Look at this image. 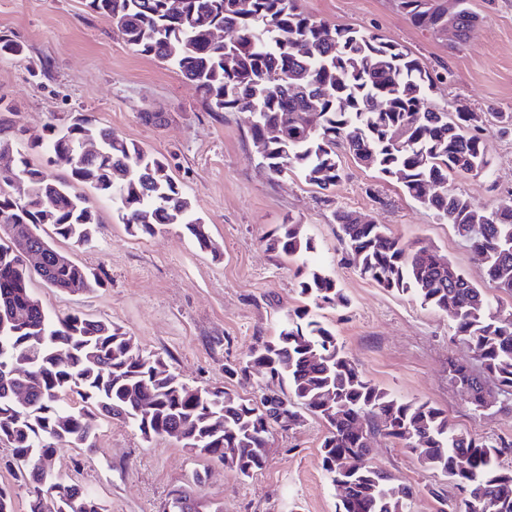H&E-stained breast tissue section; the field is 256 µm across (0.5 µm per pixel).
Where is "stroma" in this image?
<instances>
[{
  "label": "stroma",
  "mask_w": 512,
  "mask_h": 512,
  "mask_svg": "<svg viewBox=\"0 0 512 512\" xmlns=\"http://www.w3.org/2000/svg\"><path fill=\"white\" fill-rule=\"evenodd\" d=\"M300 4L316 19L377 33L442 74L430 94L433 108L512 112V0H469L477 23L458 48L414 26L394 0ZM1 34L24 47L21 55L0 56V101L10 105L22 139L41 138L78 113L93 116L167 158L170 175L219 248L215 255L200 250L178 224L152 236L129 232L116 204L91 196L101 224L93 243L72 248L71 255L104 271L105 284L77 293L35 284L52 315L109 319L139 349L163 357L183 382L260 395L271 383L264 369L238 381L225 376L224 366L245 361L258 341L273 339L285 315L304 303L295 263L265 242L291 221L313 240V260L349 299L347 308L317 316L335 329L368 380L399 399L432 403L458 430L495 444L512 441V398L506 408L476 412L450 381L449 363L471 367L475 361L448 316L361 276L337 235L334 214L354 211L385 225L402 243L433 245L482 282L480 267L450 225L345 152L333 191L296 172L270 178L250 137L251 113L211 111L177 69L135 52L85 0H0ZM145 112L165 113L166 124L144 122ZM485 140L492 176L448 181L449 190L481 210L512 196V135L491 125ZM326 432L309 413L298 424L273 429L265 467L248 479L192 455L175 438L147 441L132 427L102 420L93 447L62 450L55 468L90 487L107 512H168L181 491L224 512H336L341 491L320 465ZM371 448V464L418 485L408 512H439L440 498H457L444 477L423 471L401 444L377 436Z\"/></svg>",
  "instance_id": "1"
}]
</instances>
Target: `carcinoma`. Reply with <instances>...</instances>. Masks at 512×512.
Segmentation results:
<instances>
[{"instance_id":"carcinoma-1","label":"carcinoma","mask_w":512,"mask_h":512,"mask_svg":"<svg viewBox=\"0 0 512 512\" xmlns=\"http://www.w3.org/2000/svg\"><path fill=\"white\" fill-rule=\"evenodd\" d=\"M108 17L137 52L179 70L214 112L250 111L253 143H265L262 167L270 176L289 170L322 191L341 179L337 150L371 165L438 220L452 226L484 270L487 291L448 257L423 243L404 244L382 224L365 223L338 210L340 240L360 274L378 286L411 294L444 312L480 364L465 399L483 408L482 381L493 379L512 396V198L479 211L448 190L452 174L488 176L491 159L481 133L485 116L451 117L428 105L434 76L417 58L377 34L329 25L305 14L299 0H86ZM416 26L441 36L447 28L443 0H396ZM476 16L458 11L457 43L466 40ZM219 26L226 42L213 38ZM0 103V157L15 162L14 175L0 172V367L19 375L0 380V440L9 444L5 462L28 493V512H105L81 485L60 473H44L43 460L63 448H90L97 418L128 424L149 440L176 438L188 452L223 463L250 478L265 466L273 425H294L301 412L327 424L321 467L331 483L344 484L336 512H406L416 493L411 483L363 463L370 439L383 435L404 445L421 467L439 473L461 498L452 512H512V468L500 462L503 448L457 430L448 415L428 401L399 400L366 379L345 353L333 329L306 307L286 315L277 336L259 341L245 363H228L225 374L245 375L264 367L287 387L243 399L224 388L191 387L164 361L145 354L122 327L73 313L51 317L35 296L38 280L68 292L104 285V275L74 260L58 258L50 244L92 243L100 224L88 193L118 205L126 226L153 235L181 224L202 250L217 252L208 225L168 174L164 159L97 124L85 114L60 131L25 146ZM278 127L285 136L266 138ZM92 140L99 151L77 158L66 177L28 159L39 148L47 157L76 155ZM130 176L114 180L115 170ZM274 252L298 262L300 295L314 308H346L336 281L306 256L314 250L299 225H279L267 238ZM42 254L28 264L30 251ZM28 398L21 405L15 391ZM76 397L80 404H70Z\"/></svg>"}]
</instances>
